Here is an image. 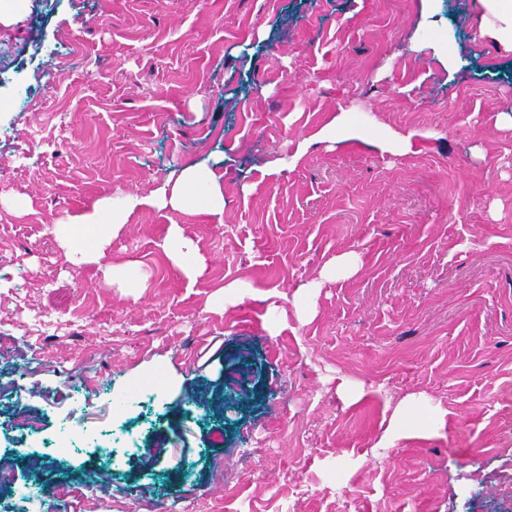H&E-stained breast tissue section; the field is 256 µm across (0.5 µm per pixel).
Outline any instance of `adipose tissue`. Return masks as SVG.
<instances>
[{
    "instance_id": "obj_1",
    "label": "adipose tissue",
    "mask_w": 512,
    "mask_h": 512,
    "mask_svg": "<svg viewBox=\"0 0 512 512\" xmlns=\"http://www.w3.org/2000/svg\"><path fill=\"white\" fill-rule=\"evenodd\" d=\"M473 6L477 12L476 39L490 43L503 57L512 56V0H473ZM144 206L220 217L224 214V191L212 167L204 163L195 164L182 169L178 176L165 179L149 196L120 193L98 200L89 211L71 217L68 223L53 225L52 232L66 247L73 264L97 263L105 256L113 238L130 215ZM163 248L189 282L204 277L206 259L181 225H169ZM360 267L361 260L356 252H345L333 258L317 279L301 287L302 302L296 310L298 318L313 320L317 314L316 299L324 283L340 275L354 276ZM425 407L430 408L426 396L412 397L392 416L387 437L416 431L412 416ZM430 410L431 431L445 430L450 424L446 412L437 408Z\"/></svg>"
}]
</instances>
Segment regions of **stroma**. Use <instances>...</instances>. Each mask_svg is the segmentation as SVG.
Here are the masks:
<instances>
[{"instance_id": "1", "label": "stroma", "mask_w": 512, "mask_h": 512, "mask_svg": "<svg viewBox=\"0 0 512 512\" xmlns=\"http://www.w3.org/2000/svg\"><path fill=\"white\" fill-rule=\"evenodd\" d=\"M472 15L473 0H31L0 36L21 77L0 87V512L40 481L71 492L32 512H512V60L473 42ZM343 112L372 134L316 141ZM405 135L412 152L382 148ZM202 161L223 221L142 208L107 250L142 287L71 264L50 232ZM172 224L207 259L196 283L161 247ZM347 251L360 272L300 321V286ZM233 280L254 293L222 306ZM155 374L163 397L116 415ZM343 378L364 385L354 405ZM419 394L452 425L381 447ZM125 426L139 449L120 465L43 448Z\"/></svg>"}]
</instances>
